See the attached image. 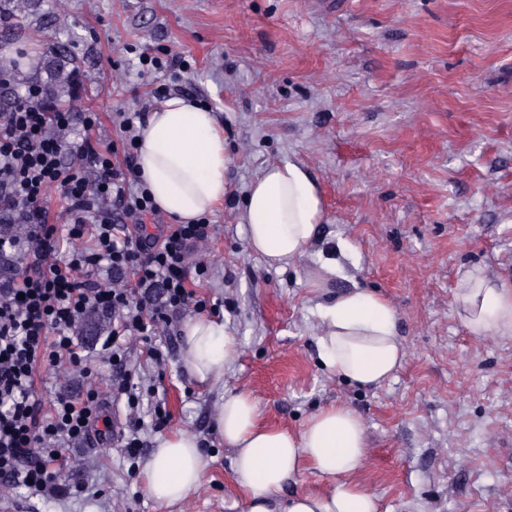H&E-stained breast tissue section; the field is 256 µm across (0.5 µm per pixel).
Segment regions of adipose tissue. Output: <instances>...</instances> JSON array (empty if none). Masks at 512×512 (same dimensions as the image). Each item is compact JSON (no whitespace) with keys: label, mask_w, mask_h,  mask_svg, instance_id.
Returning <instances> with one entry per match:
<instances>
[{"label":"adipose tissue","mask_w":512,"mask_h":512,"mask_svg":"<svg viewBox=\"0 0 512 512\" xmlns=\"http://www.w3.org/2000/svg\"><path fill=\"white\" fill-rule=\"evenodd\" d=\"M139 140L137 165L158 209L189 224L223 201L231 163L224 133L194 99L173 95L160 102L141 126ZM323 217L319 185L291 161L267 166L244 198L249 247L278 268L307 256ZM453 304L472 335L512 337V283L482 269L468 271L455 284ZM317 313L318 356L326 368L362 388L379 387L394 376L404 347L388 300L356 289L318 304ZM235 355V339L223 322L199 317L186 324L182 361L199 382L221 381ZM216 430L232 451L249 512L380 510L359 479L366 464V427L346 405H327L301 429L288 431L264 425L258 402L241 391L223 397ZM305 468L330 483V492L278 499L283 485ZM204 469L196 436L178 431L159 438L144 464L147 493L161 503L182 501L200 485Z\"/></svg>","instance_id":"obj_1"}]
</instances>
